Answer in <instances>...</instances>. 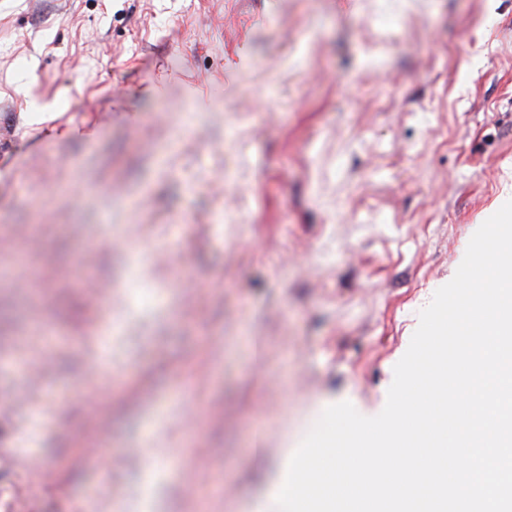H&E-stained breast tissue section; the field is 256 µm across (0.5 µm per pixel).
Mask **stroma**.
Here are the masks:
<instances>
[{
    "mask_svg": "<svg viewBox=\"0 0 512 512\" xmlns=\"http://www.w3.org/2000/svg\"><path fill=\"white\" fill-rule=\"evenodd\" d=\"M510 199L512 0H0V500L249 512ZM125 453L142 460L147 468H154L167 460H177L175 455L181 454L176 448H153L148 444L127 448Z\"/></svg>",
    "mask_w": 512,
    "mask_h": 512,
    "instance_id": "1",
    "label": "stroma"
}]
</instances>
